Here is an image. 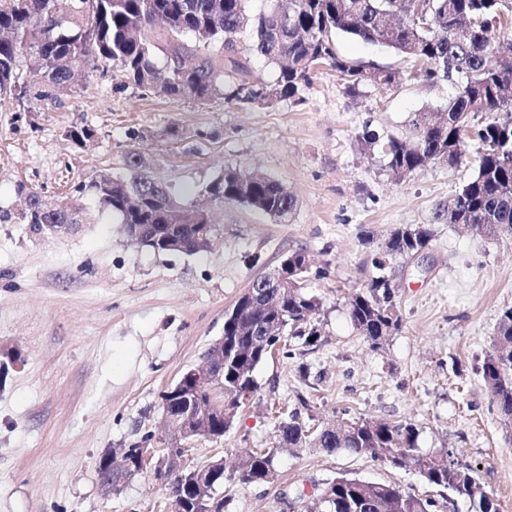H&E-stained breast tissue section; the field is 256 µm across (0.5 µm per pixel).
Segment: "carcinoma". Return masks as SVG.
Instances as JSON below:
<instances>
[{
    "mask_svg": "<svg viewBox=\"0 0 512 512\" xmlns=\"http://www.w3.org/2000/svg\"><path fill=\"white\" fill-rule=\"evenodd\" d=\"M252 0H0V99L30 96L49 100L59 87H76L96 71H112L143 92L201 103L224 100L246 106L273 93L291 98L310 84L314 68L327 64L346 89L356 91L368 81L378 89L394 86L399 72L367 67L341 56L333 36L345 35L381 44L398 57L422 65L427 81H448L456 94L443 121L430 112L412 119L410 139L391 138L382 145L386 168L395 177L431 163L453 166L475 149L476 174L435 209L446 224H478L479 233L512 234V64L495 60L498 29L512 26L511 5L504 0H266L258 12ZM249 31L250 50L277 69L275 81L252 74L240 59L237 35ZM163 63H155V57ZM35 65L32 76L20 71L23 58ZM81 61L77 70L73 62ZM485 119L475 125L471 117ZM127 177L101 175L75 188L76 196L93 195L100 207L118 215L123 224H167L168 212L197 211L191 192L176 196L160 178L142 172L140 152L125 155ZM27 196L21 214L0 213V220L17 219L38 236L47 224H84L80 203L49 201L20 187ZM222 202H235L278 219L295 207L285 186L270 175L227 169L209 186ZM432 241L425 225L392 231L382 257L380 274L348 297L350 321L374 349L402 327L396 289L386 273L391 262L424 251ZM307 271L293 275L280 309L261 301L250 305L240 333L224 330V388L255 396L256 368L288 342L312 345L320 339L313 314L322 298L303 285ZM485 387L504 417L512 419V307L499 319L492 350L481 366ZM357 426L310 433L297 408L277 422L274 445L247 451L234 473L215 474L201 497L188 491L182 473L157 474L154 480L170 494H183L189 512L211 506L218 488L233 481L265 483L275 472L279 454L305 447L333 454L348 450L367 454L392 468L411 469L440 492V499L420 497L391 483L339 474L321 483L310 512H446L448 498L469 504L470 512H500L494 496L480 490L474 469L455 459L441 461L420 447V430L411 422L388 423L369 418ZM151 438L145 432L128 447L112 453L114 473L135 459V449Z\"/></svg>",
    "mask_w": 512,
    "mask_h": 512,
    "instance_id": "obj_1",
    "label": "carcinoma"
}]
</instances>
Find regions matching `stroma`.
Wrapping results in <instances>:
<instances>
[{"instance_id": "35a3bbf8", "label": "stroma", "mask_w": 512, "mask_h": 512, "mask_svg": "<svg viewBox=\"0 0 512 512\" xmlns=\"http://www.w3.org/2000/svg\"><path fill=\"white\" fill-rule=\"evenodd\" d=\"M338 52L369 65L406 69L381 45L339 35ZM451 83L402 79L391 90L348 92L317 66L290 99L244 109L217 101L169 100L96 73L41 102L0 105V210L16 211L19 184L55 195L100 169L126 175L125 154L176 189L199 193L213 212L209 248L155 252L129 240L118 216L84 205L89 221L50 238L0 223V512H169L151 474L105 493L101 456L159 432L160 392L224 334V312L295 249L307 252L308 291L322 297L312 346L261 364L258 391L218 441L199 440L194 461L271 446L270 405L312 406V426L372 418L408 421L420 446L452 452L475 469L500 512H512V421L484 386L480 367L503 309L512 307V234L486 238L433 221L436 206L475 174L471 160L433 163L402 180L381 150L364 151V129L408 138L418 112L444 111ZM93 129L75 145L71 127ZM228 169H259L296 205L280 220L203 193ZM427 224L424 257L392 274L402 328L376 350L354 329L346 302L374 275L372 259L394 229ZM395 483L419 496L437 489L413 471L364 454L316 448L282 453L272 481L225 483L226 512H290L286 496L338 474Z\"/></svg>"}]
</instances>
